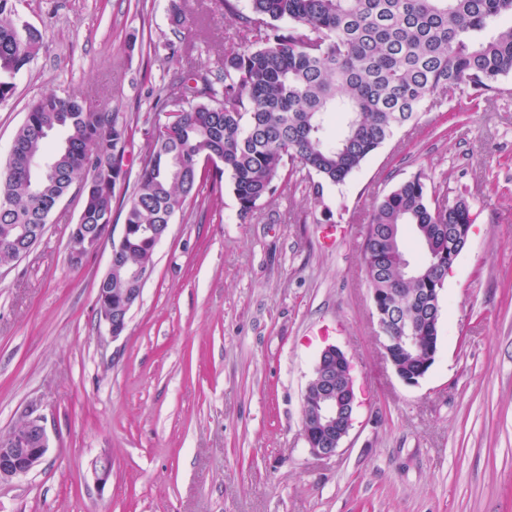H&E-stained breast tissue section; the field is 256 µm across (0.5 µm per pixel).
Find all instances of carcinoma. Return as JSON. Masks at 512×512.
<instances>
[{
    "instance_id": "obj_1",
    "label": "carcinoma",
    "mask_w": 512,
    "mask_h": 512,
    "mask_svg": "<svg viewBox=\"0 0 512 512\" xmlns=\"http://www.w3.org/2000/svg\"><path fill=\"white\" fill-rule=\"evenodd\" d=\"M236 16L251 47L224 50L214 82L191 70L175 75L159 111L179 120L167 137H150L127 200L126 243L105 287L116 299L137 287L132 272L154 264L147 226L170 224L200 183L229 174L240 212L272 195L288 172L316 176V192L344 183L427 104L453 97L461 85L478 96L500 94L512 75V0H215ZM0 0V102L14 77L41 47L39 33L12 19ZM288 22L282 32L276 26ZM61 134L55 147L51 133ZM136 128L106 110H90L75 94L46 95L28 109L0 186V266L15 262L29 234L50 214L41 198L69 192L81 204L78 223L101 239L112 223V201L125 180V158ZM205 156L218 159L203 171ZM472 203L449 202L420 176L398 184L373 208L364 237L365 275L385 314L409 318L418 336H438L430 301L403 306L407 262L401 228L414 227L423 264L448 250L456 225L472 223Z\"/></svg>"
}]
</instances>
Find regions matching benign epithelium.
Returning a JSON list of instances; mask_svg holds the SVG:
<instances>
[{
  "mask_svg": "<svg viewBox=\"0 0 512 512\" xmlns=\"http://www.w3.org/2000/svg\"><path fill=\"white\" fill-rule=\"evenodd\" d=\"M470 225L461 228L459 241L448 253L445 272H450L456 260L466 248ZM97 244L88 237L83 243L68 246V262L82 265L86 255ZM143 289L126 293L117 307H112V291L100 288L97 292L98 318L112 337L118 339L126 330L130 312L140 302ZM380 345L385 360L393 362L390 348L400 345L416 348L418 343L410 335V326L404 319L390 322L375 311ZM312 380L318 382L319 398L302 409V429L310 452L320 458L336 455L349 434L354 421V377L346 354L334 345H328L319 353L313 369ZM49 448L45 418L29 413L24 429H11L0 435V481L11 480L28 474L39 466ZM93 475L100 487H105L112 477V459L98 455L92 465Z\"/></svg>",
  "mask_w": 512,
  "mask_h": 512,
  "instance_id": "obj_1",
  "label": "benign epithelium"
}]
</instances>
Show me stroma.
<instances>
[{
	"label": "stroma",
	"mask_w": 512,
	"mask_h": 512,
	"mask_svg": "<svg viewBox=\"0 0 512 512\" xmlns=\"http://www.w3.org/2000/svg\"><path fill=\"white\" fill-rule=\"evenodd\" d=\"M13 2L42 48L0 103V180L40 97L142 123L174 71L211 76L220 46L249 47L210 0H187L178 35L172 0ZM501 85L432 106L322 196L300 172L244 215L229 180L204 184L115 340L96 297L150 147L135 135L109 240L69 264L68 195L30 255L0 268V432L34 408L49 436L32 473L0 483V512H512V76ZM416 175L467 195L477 219L445 282L436 361L410 385L382 355L363 230L374 200ZM326 224L346 229L331 249ZM328 343L352 362L357 408L320 458L302 402Z\"/></svg>",
	"instance_id": "stroma-1"
}]
</instances>
